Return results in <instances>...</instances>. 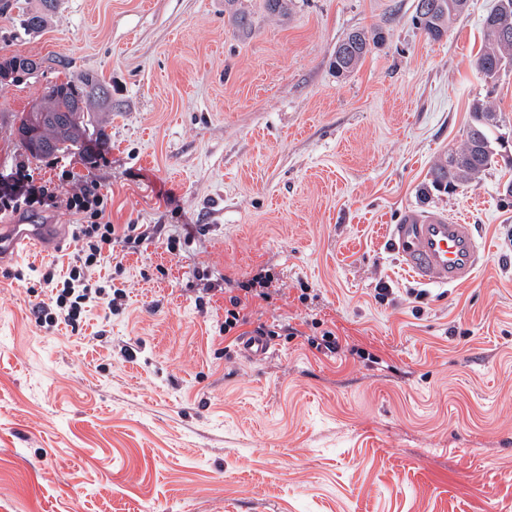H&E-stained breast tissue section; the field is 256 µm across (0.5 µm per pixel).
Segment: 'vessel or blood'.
<instances>
[{"mask_svg": "<svg viewBox=\"0 0 512 512\" xmlns=\"http://www.w3.org/2000/svg\"><path fill=\"white\" fill-rule=\"evenodd\" d=\"M47 224L0 226V264L14 261L26 249L46 246ZM390 240L404 269L428 286L453 287L473 280L482 245L471 224L440 211L407 212L392 225Z\"/></svg>", "mask_w": 512, "mask_h": 512, "instance_id": "obj_1", "label": "vessel or blood"}]
</instances>
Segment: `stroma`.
I'll return each mask as SVG.
<instances>
[{
	"instance_id": "stroma-1",
	"label": "stroma",
	"mask_w": 512,
	"mask_h": 512,
	"mask_svg": "<svg viewBox=\"0 0 512 512\" xmlns=\"http://www.w3.org/2000/svg\"><path fill=\"white\" fill-rule=\"evenodd\" d=\"M417 3L57 0L28 32L19 13L42 0H0V57L38 64L0 81V171L50 182L34 217L60 230L55 253L0 267V512H512V72L475 68L496 0H469L437 42ZM375 30L336 78L337 44ZM84 72L110 89L89 107L106 146L30 157L19 115ZM477 100L504 156L427 191ZM92 187L138 240L83 274L124 296L42 326L31 287L67 277L65 202ZM409 210L475 225L471 282L402 267L389 229ZM262 269L272 297L243 329L273 335L252 360L224 334L225 281Z\"/></svg>"
}]
</instances>
